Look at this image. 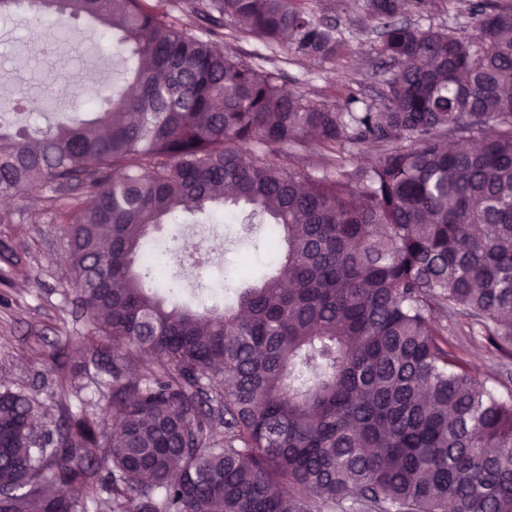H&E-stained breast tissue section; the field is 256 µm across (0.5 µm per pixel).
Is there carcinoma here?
<instances>
[{
    "instance_id": "1",
    "label": "carcinoma",
    "mask_w": 512,
    "mask_h": 512,
    "mask_svg": "<svg viewBox=\"0 0 512 512\" xmlns=\"http://www.w3.org/2000/svg\"><path fill=\"white\" fill-rule=\"evenodd\" d=\"M89 17L125 80L107 107L31 136L0 131V195L50 194L90 325L41 423L0 387V512H512V396L448 350V320L512 354V6L470 0L475 34L398 21L425 0H365L393 64L355 111L289 92L224 54V17L273 49L334 60L303 0H27ZM461 144L450 149L448 136ZM368 169L316 173L288 151ZM243 205L276 236L275 275L224 309L173 306L133 272L150 228Z\"/></svg>"
}]
</instances>
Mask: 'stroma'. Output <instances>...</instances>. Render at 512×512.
<instances>
[{"mask_svg": "<svg viewBox=\"0 0 512 512\" xmlns=\"http://www.w3.org/2000/svg\"><path fill=\"white\" fill-rule=\"evenodd\" d=\"M314 14L335 25L347 41L346 58L312 61L282 49L264 50L253 39L240 37L232 20L224 22V49L239 59L252 62L264 55L265 69L279 72L284 86L344 110L343 87L359 98L378 101L384 90L385 66L375 53L380 41V24L363 8V0H309ZM27 6L0 16V121L10 131L35 132L69 120L71 109H96L102 85L119 90L122 64L112 53V35L83 18L69 20L78 39H58L56 17H46L40 28L29 23ZM404 21L426 27L450 26L472 34V22L465 0H427L424 10L405 13ZM37 95L50 104L40 111L17 107L20 95ZM246 209L236 211V223L218 225L216 216L197 214L181 221L184 242L195 243L205 232L224 238L221 254L213 266L224 277L225 292L242 287L234 272L240 257H247L254 274L270 270L262 241L263 224L246 226ZM144 282L171 299H187L202 305L213 300L200 288L197 273L174 266L164 276L153 267H134ZM0 385L24 391L34 397L38 410L49 419L58 415L59 385L68 346L84 335L86 323L78 307V292L62 238V226L51 203L38 193L12 197L0 204ZM448 347L487 387L512 392V356L507 357L483 338L472 333L468 319L458 318L448 327Z\"/></svg>", "mask_w": 512, "mask_h": 512, "instance_id": "obj_1", "label": "stroma"}]
</instances>
